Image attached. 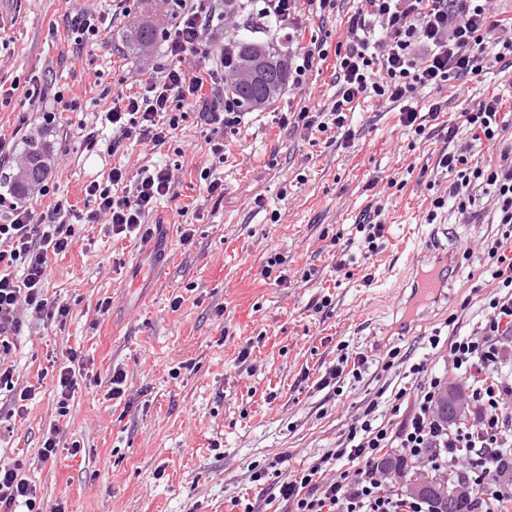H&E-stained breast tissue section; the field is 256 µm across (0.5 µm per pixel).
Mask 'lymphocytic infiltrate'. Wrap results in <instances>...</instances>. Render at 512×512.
<instances>
[{
    "label": "lymphocytic infiltrate",
    "mask_w": 512,
    "mask_h": 512,
    "mask_svg": "<svg viewBox=\"0 0 512 512\" xmlns=\"http://www.w3.org/2000/svg\"><path fill=\"white\" fill-rule=\"evenodd\" d=\"M212 0H191L175 31L167 32L170 64L152 69L139 92L118 96L104 114L112 128L111 149L123 141L163 146L192 107L208 126L212 153L224 150V137L240 131L243 114L224 94L234 60L221 53L214 64L189 70L188 56L209 57L207 43L215 12ZM337 0H265L263 18L279 32L293 36L303 14L325 17ZM497 51L486 57V41ZM339 89L329 111L294 113L302 129L336 132L351 138L347 114L358 99L378 98L402 103L400 121L421 135L427 120L437 119L441 106L427 113L409 107L418 89L443 88L448 82L479 75L487 61L512 68V17L500 18L492 0H355L346 21L345 49L336 55ZM210 96H203V88ZM508 122L501 98L478 102L449 124L445 136L456 141L467 131L472 141L486 140L500 150L497 163L472 164L470 144L442 152L437 165L449 176L448 190L432 201L426 220L434 222L438 209L455 202L466 213L474 190L490 197L497 234L488 256V274L496 290L484 302V314L469 334L432 333L431 349L448 350V374L429 373L425 363L405 366L404 386L394 394L407 415L398 426L379 423L378 403L359 408L340 443L301 470L261 467L254 480L273 477L280 498L292 512H427L425 501L402 489L404 470L414 463L439 479H454L467 487L478 512H512V141L506 140ZM90 209L79 213L86 224H104L118 239L152 237L147 222L157 204L178 196L171 169L141 167L131 173L112 168L102 180L84 187ZM72 207L56 199L46 210L7 202L0 194V390L10 392L9 414L24 418L36 391L33 384L18 385L9 355L25 319L65 325L71 313L67 303L48 296L45 280L51 256L68 251L72 228L64 222ZM56 424L45 432L39 450L41 462H55L60 446V422L70 418L71 401L89 378L90 363L76 348L54 357ZM466 384L474 413L455 424L444 421L437 404L447 382ZM358 462L355 471L339 470L341 462ZM26 458L16 453L0 461V512H45L34 484L25 474Z\"/></svg>",
    "instance_id": "obj_1"
}]
</instances>
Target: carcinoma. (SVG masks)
Returning <instances> with one entry per match:
<instances>
[{
	"instance_id": "1",
	"label": "carcinoma",
	"mask_w": 512,
	"mask_h": 512,
	"mask_svg": "<svg viewBox=\"0 0 512 512\" xmlns=\"http://www.w3.org/2000/svg\"><path fill=\"white\" fill-rule=\"evenodd\" d=\"M164 24L146 18L127 30L124 41L132 49L147 50L155 45ZM234 58L240 68L253 65L258 61L269 67L271 75L266 80H255L251 83L233 80L224 86V94L232 97L248 110L255 107V102L266 104L286 85L288 77V61L279 51H270V47L247 38L232 40ZM23 167L21 176L9 183L7 190L21 197L27 187L36 184L47 173L46 161L50 153V145L44 136H32L23 143ZM459 391L457 387H449L442 395L439 403L443 416L455 421L458 419L456 408ZM408 492L431 503V512H471L468 496L457 491L452 485L438 479H424L410 484Z\"/></svg>"
}]
</instances>
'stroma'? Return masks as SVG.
I'll use <instances>...</instances> for the list:
<instances>
[{"label":"stroma","mask_w":512,"mask_h":512,"mask_svg":"<svg viewBox=\"0 0 512 512\" xmlns=\"http://www.w3.org/2000/svg\"><path fill=\"white\" fill-rule=\"evenodd\" d=\"M102 0H0V83L14 86L0 99V134L22 141L46 130L52 143L47 183L69 203L84 200V186L112 168H170L190 210L178 216L161 200L149 216L164 227L166 255L146 287L130 292L126 269L142 243L113 241L100 224H73L69 251L49 262L46 287L71 308L66 325L25 324L11 352L19 381H41L12 436L0 439V457L23 449L27 475L40 487L46 512H290L272 503V483L251 478L254 466L288 458L305 467L334 447L359 407L379 403L383 420L399 422L392 405L402 369L399 358L444 372L448 351L423 343L434 330L465 334L482 317L494 285L486 274V245L495 233L487 200L466 219L453 206L439 210L448 230L442 243L453 274L436 298L401 288L397 271L422 250L431 231L425 217L448 174L437 160L446 149L442 125L494 96L512 97V69L493 67L441 89L424 88L410 104L445 106L424 135L400 123L401 106L359 100L348 118L350 141L308 135L279 123L278 113L323 112L336 97V51L345 39L352 0H337L324 18L304 16L292 41L260 23L263 0L246 10L225 9L209 40L247 36L298 53L324 42L327 57L300 87L286 85L269 103L246 114L224 152L212 154L207 129L188 112L174 137L159 148L132 145L109 152V134L87 147L81 122H93L118 95L135 92L149 64H167L164 43L147 54L126 49L120 15L96 43L67 41L68 21ZM43 94L29 97L32 75ZM76 94L81 111L55 103L56 88ZM54 122H47V113ZM223 182V197H208L206 179ZM382 208L386 228L377 254L366 257L349 236L354 224ZM192 240L180 241L178 224ZM342 233L338 245L330 237ZM349 264V276L336 271ZM180 308H173L175 296ZM330 306H321L322 297ZM111 298L108 314L97 304ZM367 358L361 381L343 395L319 389L317 380L340 346ZM72 346L94 362V378L71 403L63 436L81 453L38 458L42 436L55 420L57 371L51 349ZM248 357H241L242 348ZM127 373L126 400L108 398L114 368Z\"/></svg>","instance_id":"stroma-1"}]
</instances>
